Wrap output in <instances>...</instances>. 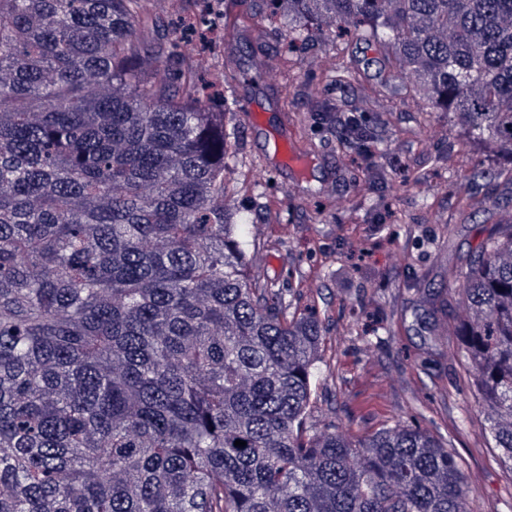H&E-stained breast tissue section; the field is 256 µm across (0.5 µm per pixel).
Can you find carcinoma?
<instances>
[{
  "label": "carcinoma",
  "instance_id": "1",
  "mask_svg": "<svg viewBox=\"0 0 512 512\" xmlns=\"http://www.w3.org/2000/svg\"><path fill=\"white\" fill-rule=\"evenodd\" d=\"M143 2L0 0V512H467L430 433L309 424L321 320L249 276L224 104ZM269 5L292 42L354 29L424 112L512 156V0ZM340 145L376 155L355 117ZM458 281L512 464L511 223Z\"/></svg>",
  "mask_w": 512,
  "mask_h": 512
}]
</instances>
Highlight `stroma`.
<instances>
[{
	"label": "stroma",
	"instance_id": "1",
	"mask_svg": "<svg viewBox=\"0 0 512 512\" xmlns=\"http://www.w3.org/2000/svg\"><path fill=\"white\" fill-rule=\"evenodd\" d=\"M227 37L209 57L224 72V125L239 145V164L251 188L238 199L254 217L252 276L299 291L295 307L315 310L331 372L317 390L312 423L349 434L395 423L419 427L458 456L469 488V512H512V468L502 463L488 433L490 411L478 402L462 366L463 349L448 323L468 309L452 297L453 271L474 256L512 215V156L461 147L460 130L439 114L424 118L405 96V83L388 78L382 51L357 34L341 44L310 46L292 56L285 41L262 48L286 73L295 92L280 95L255 68L257 30L251 15L265 0H213ZM345 47L348 73H329L327 61ZM381 105L364 109L365 88ZM321 90L345 115L366 110L394 164L384 180L359 173L358 156L337 150L331 127L302 123L307 89ZM249 103L265 125L249 131L240 111ZM294 121L295 143L311 149L313 164L296 187L278 168L273 132L282 116ZM425 166L427 182L412 174ZM491 199L470 218L465 198ZM441 292L447 305L422 304Z\"/></svg>",
	"mask_w": 512,
	"mask_h": 512
}]
</instances>
